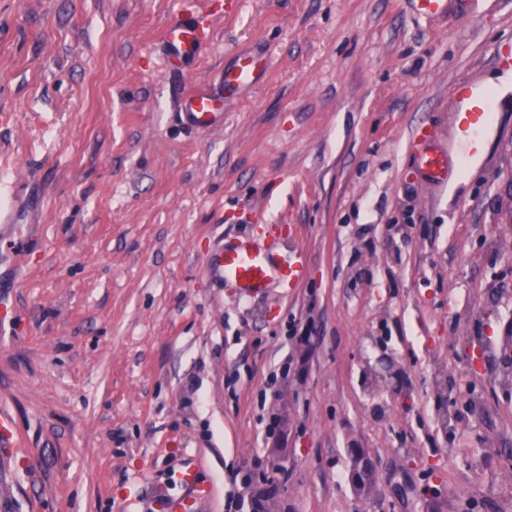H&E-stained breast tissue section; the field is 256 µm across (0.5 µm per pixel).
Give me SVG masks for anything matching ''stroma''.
<instances>
[{"instance_id":"obj_1","label":"stroma","mask_w":512,"mask_h":512,"mask_svg":"<svg viewBox=\"0 0 512 512\" xmlns=\"http://www.w3.org/2000/svg\"><path fill=\"white\" fill-rule=\"evenodd\" d=\"M177 16L208 44L170 73ZM246 52L262 80L185 128ZM481 88V152L420 176L413 134L459 155ZM13 203L0 512H161L189 470L204 512H512V0H0ZM243 239L303 280L220 287ZM264 70L261 57L252 53L238 56L232 66L224 69V99L229 92L254 86ZM224 99L215 97L204 88L193 87L181 99L178 114L189 127L211 128L224 120Z\"/></svg>"}]
</instances>
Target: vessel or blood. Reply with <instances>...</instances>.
Returning a JSON list of instances; mask_svg holds the SVG:
<instances>
[{
    "mask_svg": "<svg viewBox=\"0 0 512 512\" xmlns=\"http://www.w3.org/2000/svg\"><path fill=\"white\" fill-rule=\"evenodd\" d=\"M168 70H180L183 65L205 47V41L194 22L185 19L169 21L162 34ZM265 69L261 57L246 53L237 57L234 64L224 70V90L234 92L254 86ZM179 116L189 127L207 129L224 118V101L203 88H192L182 98ZM484 115L470 113L463 133L471 154H478L483 141ZM419 170L427 178L439 182L448 180V158L440 153L424 152L417 159ZM214 277L226 288L235 289L242 297L264 291L271 281L291 285L303 274L301 259H277L272 253L248 241L222 245L208 261ZM190 486L188 497L170 503V512H197L207 498L206 488L196 486L193 475H186Z\"/></svg>",
    "mask_w": 512,
    "mask_h": 512,
    "instance_id": "1",
    "label": "vessel or blood"
}]
</instances>
